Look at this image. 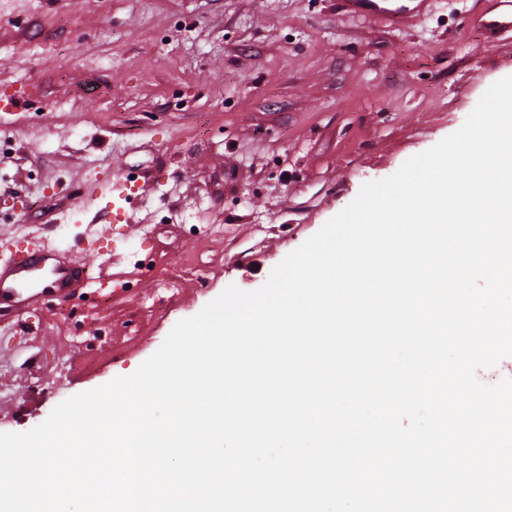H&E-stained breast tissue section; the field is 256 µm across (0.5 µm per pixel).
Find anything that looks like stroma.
I'll return each mask as SVG.
<instances>
[{
  "mask_svg": "<svg viewBox=\"0 0 512 512\" xmlns=\"http://www.w3.org/2000/svg\"><path fill=\"white\" fill-rule=\"evenodd\" d=\"M504 0H426L394 26L338 0H0V236L63 250L127 208L125 289L0 317L43 361L9 392L22 432L132 374L229 285L260 288L368 182L457 131L512 76ZM147 180L134 204L115 186ZM83 341L80 349L70 340Z\"/></svg>",
  "mask_w": 512,
  "mask_h": 512,
  "instance_id": "stroma-1",
  "label": "stroma"
}]
</instances>
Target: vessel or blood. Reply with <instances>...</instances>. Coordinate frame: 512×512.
Wrapping results in <instances>:
<instances>
[{
	"label": "vessel or blood",
	"instance_id": "b4317fda",
	"mask_svg": "<svg viewBox=\"0 0 512 512\" xmlns=\"http://www.w3.org/2000/svg\"><path fill=\"white\" fill-rule=\"evenodd\" d=\"M344 11L395 22L414 16L404 0H340ZM109 228L90 238L83 256L60 250L46 237L20 246L19 242H0V306L21 312L40 307L46 299L69 302L80 298L92 280V263L111 255L102 244Z\"/></svg>",
	"mask_w": 512,
	"mask_h": 512
}]
</instances>
